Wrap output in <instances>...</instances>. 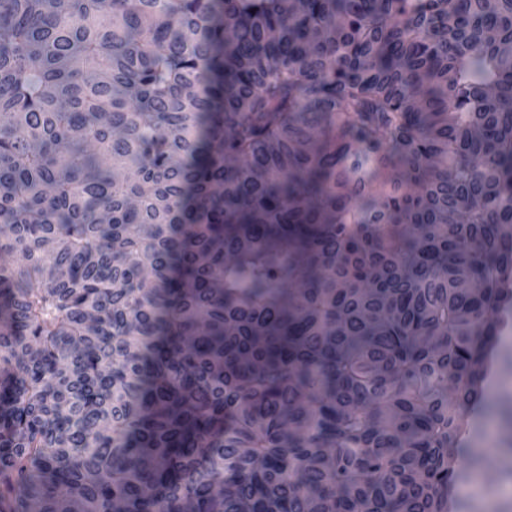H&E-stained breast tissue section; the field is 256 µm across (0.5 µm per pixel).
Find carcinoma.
Listing matches in <instances>:
<instances>
[{
  "label": "carcinoma",
  "mask_w": 512,
  "mask_h": 512,
  "mask_svg": "<svg viewBox=\"0 0 512 512\" xmlns=\"http://www.w3.org/2000/svg\"><path fill=\"white\" fill-rule=\"evenodd\" d=\"M0 512H448L512 300V0H0Z\"/></svg>",
  "instance_id": "carcinoma-1"
}]
</instances>
